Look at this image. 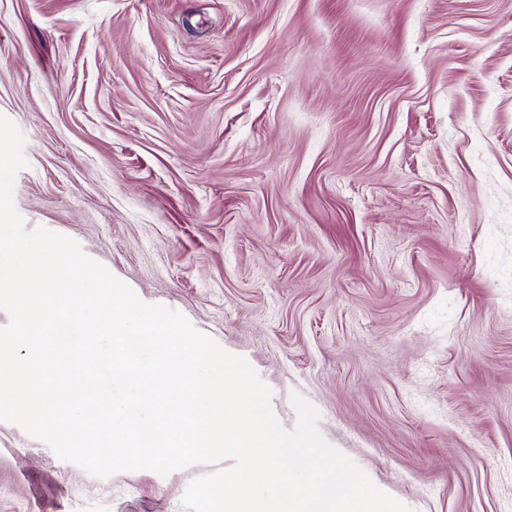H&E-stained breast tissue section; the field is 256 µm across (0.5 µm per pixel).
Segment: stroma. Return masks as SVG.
I'll return each instance as SVG.
<instances>
[{"label": "stroma", "instance_id": "obj_1", "mask_svg": "<svg viewBox=\"0 0 512 512\" xmlns=\"http://www.w3.org/2000/svg\"><path fill=\"white\" fill-rule=\"evenodd\" d=\"M14 204L411 512H512V0H0ZM0 421V512H185Z\"/></svg>", "mask_w": 512, "mask_h": 512}]
</instances>
